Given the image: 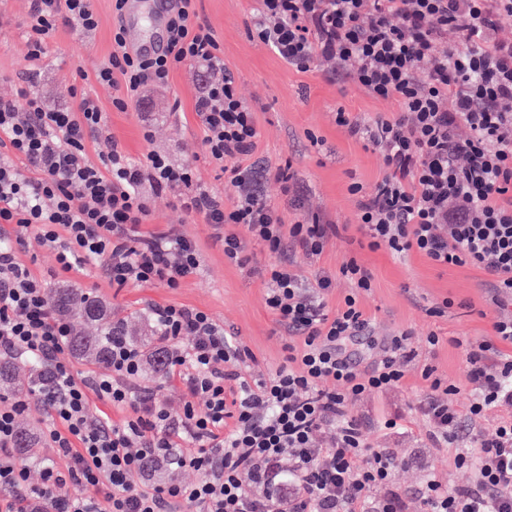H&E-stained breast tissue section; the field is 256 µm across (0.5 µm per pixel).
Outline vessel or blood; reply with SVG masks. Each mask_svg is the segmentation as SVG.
<instances>
[{"mask_svg":"<svg viewBox=\"0 0 512 512\" xmlns=\"http://www.w3.org/2000/svg\"><path fill=\"white\" fill-rule=\"evenodd\" d=\"M174 3L175 0H125L119 23L128 36L130 51L152 55L167 52L164 32Z\"/></svg>","mask_w":512,"mask_h":512,"instance_id":"vessel-or-blood-1","label":"vessel or blood"}]
</instances>
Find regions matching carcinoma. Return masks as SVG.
I'll use <instances>...</instances> for the list:
<instances>
[{
	"label": "carcinoma",
	"mask_w": 512,
	"mask_h": 512,
	"mask_svg": "<svg viewBox=\"0 0 512 512\" xmlns=\"http://www.w3.org/2000/svg\"><path fill=\"white\" fill-rule=\"evenodd\" d=\"M51 302L58 314L80 326L65 338L66 349L93 364L105 363L112 347V310L102 301L79 288H57L51 292ZM35 384L50 385L46 365L37 357L0 353V390L17 392ZM38 441L28 427H17L15 448L18 454L32 458Z\"/></svg>",
	"instance_id": "1"
}]
</instances>
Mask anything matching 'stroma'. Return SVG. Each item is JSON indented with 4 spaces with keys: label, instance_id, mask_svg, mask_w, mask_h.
Masks as SVG:
<instances>
[{
    "label": "stroma",
    "instance_id": "35a3bbf8",
    "mask_svg": "<svg viewBox=\"0 0 512 512\" xmlns=\"http://www.w3.org/2000/svg\"><path fill=\"white\" fill-rule=\"evenodd\" d=\"M93 5L99 19L95 31L77 33L59 27L41 58L33 62L27 57V0H0V97L15 96L28 85L50 107H72L76 104L69 93L72 77L75 71H84L88 78L77 84L79 92L97 99L106 113L101 132L89 142L92 163H99L115 140L132 161H141L152 151L163 153L173 164L190 166L195 183L223 193L224 176L206 155L201 122L193 110L206 73L182 65L173 73L168 88L148 90L143 100L129 103L125 111L116 110L112 106L114 89L94 79L112 52V0H93ZM254 7V0H196L197 12L212 27L241 98L255 114L258 156L275 166L291 164L307 187L303 210H294L274 182L266 186L270 201L285 223L317 218L341 227L321 256L296 253L295 270L308 278L319 270L336 276V288L328 298L333 310L351 291L350 283L339 278V269L349 258H356L372 275V287L362 293L361 302L374 337L381 341L403 331L411 335L418 356L402 384L349 402L348 413L362 422L372 446L395 452L400 461L396 487L405 510L420 512L419 492L428 478L451 488L467 487L473 478L471 469L455 466V449L442 447L429 436V425L420 410L428 389L421 370L427 364L434 366L437 375L459 387L455 400L458 406H466L470 391L467 367L453 341L493 340V321L499 309L490 300L488 276L483 270L437 267L416 253L399 258L383 248L373 251L358 246L359 198L350 193L349 186L357 182L372 189L384 170L376 152L337 126L336 113L344 110L365 121L397 111L398 105L376 99L352 84L329 83L319 68L306 73L289 68L250 36L248 20ZM148 206L149 220L141 225V232L173 229L199 245L201 271L180 287L118 290L95 267L58 273L53 250L32 236L19 258L47 289L79 288L97 296L111 307L114 317L132 321L137 338L153 332L152 304L185 305L206 311L225 328L233 329L238 342L252 351L257 362L246 370V377L265 376L282 366L289 336L265 304L264 280L249 270L225 264L223 247L212 239L202 215L186 210L173 194L150 196ZM439 305L445 308L443 315H430V308ZM431 333L440 338L433 349L426 342ZM388 419L397 420L398 429L383 430Z\"/></svg>",
    "mask_w": 512,
    "mask_h": 512
}]
</instances>
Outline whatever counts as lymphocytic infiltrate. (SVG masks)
Here are the masks:
<instances>
[{
  "label": "lymphocytic infiltrate",
  "instance_id": "f902f5d3",
  "mask_svg": "<svg viewBox=\"0 0 512 512\" xmlns=\"http://www.w3.org/2000/svg\"><path fill=\"white\" fill-rule=\"evenodd\" d=\"M195 2L178 0L164 55L131 54L123 28H113L112 53L95 78L123 87L124 96L112 100L122 111L144 90L167 86L182 64L213 73L195 112L207 156L224 175V196L194 188L191 168L156 152L135 163L115 143L99 164L89 162L88 141L105 123L90 96L62 109L25 90L0 98V224L14 228L13 243L0 246V351L47 360V434L58 458L41 486L28 485L26 466L10 452L27 403L1 399L0 488L10 496L0 512H403L394 453L367 442L346 404L397 386L417 351L403 332L382 343L371 369L347 355L348 342L372 328L359 301L372 277L353 258L335 277L310 280L294 270V252L319 256L338 227L284 223L268 199L273 181L300 209L305 190L287 168L252 162L254 113ZM509 23L512 0H258L249 26L288 67L306 72L317 59L332 61L323 73L328 82L398 104L397 112L366 122L336 114L337 125L377 151L385 169L371 191L349 187L361 197L357 220L368 248L399 257L417 252L434 265H470L491 278L501 313L495 341L462 345L472 386L466 410L453 403L456 385L431 367L422 370L430 433L451 445L472 420L512 406V354L496 347L512 344V314L503 311L512 301V38L501 35ZM62 25L96 30L92 0H30V60H39ZM462 125L468 137L458 136ZM18 157L27 171L15 166ZM145 182L158 193L189 189L182 204L209 224L225 263L248 267L250 244L263 246L272 258L261 271L265 303L290 336L283 365L251 381L241 370L251 352L208 313L153 309L162 374L184 387L176 420L153 392L134 386L145 354L125 337L112 339L108 374H74L63 356L70 325L18 257L32 229L63 272L95 265L115 288L180 287L198 274L200 249L173 230L141 233L149 216ZM340 276L353 291L332 312L327 299ZM95 399L131 413L111 423L93 411ZM468 436L455 461L473 469L472 486L453 490L428 479L423 512H512V415L497 420L491 438ZM185 440L193 453L180 452ZM162 463L201 478L155 485L149 475ZM75 484L100 487L102 495H70Z\"/></svg>",
  "mask_w": 512,
  "mask_h": 512
}]
</instances>
